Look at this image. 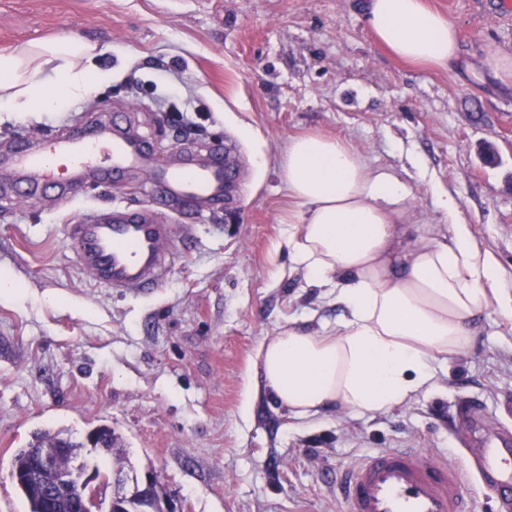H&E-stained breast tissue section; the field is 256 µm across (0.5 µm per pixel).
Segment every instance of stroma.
<instances>
[{
    "mask_svg": "<svg viewBox=\"0 0 512 512\" xmlns=\"http://www.w3.org/2000/svg\"><path fill=\"white\" fill-rule=\"evenodd\" d=\"M498 2L428 0L458 29L459 58L443 68L392 58L366 0H0V52L76 35L98 44L103 75L50 112L1 107L0 156L115 119L175 163L229 147L239 185L200 209L160 198L142 169L30 199L0 169V275L16 286L0 299V512H28L10 467L38 431L81 441L111 428L119 452L93 463L159 473L177 512H349L336 473L372 452L429 449L452 464L477 435H512V324L491 310L471 349L387 412L302 423L248 382L259 342L289 316L341 313L283 243L292 137L347 139L407 183L422 223H440L435 198L452 199L512 287V93L469 72L487 50L512 56ZM144 209L170 228L166 279L106 287L72 227Z\"/></svg>",
    "mask_w": 512,
    "mask_h": 512,
    "instance_id": "35a3bbf8",
    "label": "stroma"
}]
</instances>
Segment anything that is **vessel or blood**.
<instances>
[{
  "label": "vessel or blood",
  "instance_id": "1",
  "mask_svg": "<svg viewBox=\"0 0 512 512\" xmlns=\"http://www.w3.org/2000/svg\"><path fill=\"white\" fill-rule=\"evenodd\" d=\"M108 174L138 167L151 168L173 192L212 199L224 181L220 168L174 169L156 163L144 147L125 137L119 124H100L80 139L46 141L32 153L17 148L13 162L31 187L57 179V162ZM169 227L146 213H123L75 227L83 263L94 268L104 285L141 291L159 287L165 274L162 248ZM487 477L486 487L504 506H512V442L501 439L477 449ZM463 464L438 461L432 454L412 449H387L368 455L347 468L338 480L351 512H468L461 491Z\"/></svg>",
  "mask_w": 512,
  "mask_h": 512
}]
</instances>
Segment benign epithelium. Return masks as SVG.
I'll use <instances>...</instances> for the list:
<instances>
[{
    "instance_id": "7a95c632",
    "label": "benign epithelium",
    "mask_w": 512,
    "mask_h": 512,
    "mask_svg": "<svg viewBox=\"0 0 512 512\" xmlns=\"http://www.w3.org/2000/svg\"><path fill=\"white\" fill-rule=\"evenodd\" d=\"M34 478L48 502L62 496L74 498L76 506L87 510L90 498L104 502L106 512L113 507L122 512H175L165 498L160 477L151 471L131 478L112 474L105 480L102 474L81 457L79 449L61 445L37 456L33 461ZM155 496L158 506L135 508L132 502Z\"/></svg>"
}]
</instances>
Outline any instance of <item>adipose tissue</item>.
Instances as JSON below:
<instances>
[{
	"label": "adipose tissue",
	"mask_w": 512,
	"mask_h": 512,
	"mask_svg": "<svg viewBox=\"0 0 512 512\" xmlns=\"http://www.w3.org/2000/svg\"><path fill=\"white\" fill-rule=\"evenodd\" d=\"M365 23L402 61L445 67L458 57L454 23L424 0H369ZM98 54L69 35L0 53V105L47 112L84 98L100 77ZM280 166L293 202L291 262L343 309L316 328L309 316L288 317L256 348L266 392L294 418L400 406L433 386L436 365L472 347L481 312L512 321L500 268L451 200H436L442 223L416 225L405 182L319 132L291 138Z\"/></svg>",
	"instance_id": "adipose-tissue-1"
}]
</instances>
